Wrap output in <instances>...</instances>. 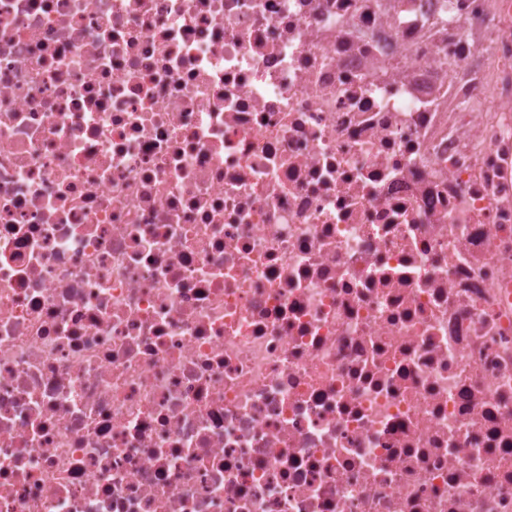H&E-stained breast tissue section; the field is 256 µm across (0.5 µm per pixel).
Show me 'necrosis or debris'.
I'll list each match as a JSON object with an SVG mask.
<instances>
[{"label":"necrosis or debris","mask_w":512,"mask_h":512,"mask_svg":"<svg viewBox=\"0 0 512 512\" xmlns=\"http://www.w3.org/2000/svg\"><path fill=\"white\" fill-rule=\"evenodd\" d=\"M0 512H512V0H0Z\"/></svg>","instance_id":"4bbe7bcc"}]
</instances>
